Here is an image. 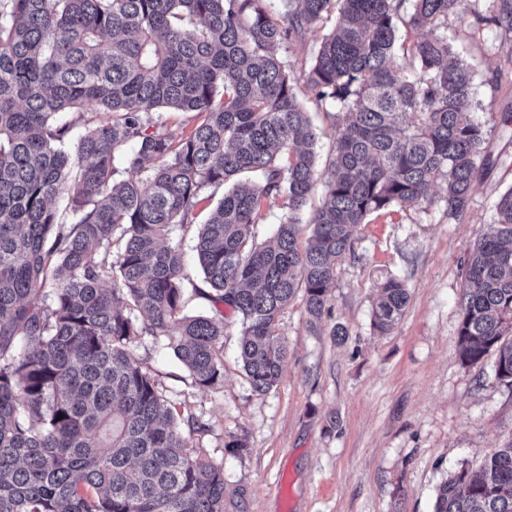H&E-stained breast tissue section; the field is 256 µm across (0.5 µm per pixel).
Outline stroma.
<instances>
[{"label":"stroma","instance_id":"stroma-1","mask_svg":"<svg viewBox=\"0 0 512 512\" xmlns=\"http://www.w3.org/2000/svg\"><path fill=\"white\" fill-rule=\"evenodd\" d=\"M493 0H464L448 39L473 65L474 96L497 164L471 192L461 220L443 207L373 215L338 265L331 314L311 331L301 300L279 317L288 355L276 387L254 392L238 359V318L224 321V381L193 385L166 339L132 351L160 392L209 430L191 442L224 468V512H283L275 486L288 482L292 512H434L449 470L512 439V388L493 358L468 368L458 346L462 262L512 186V33L491 23ZM405 281L410 302L393 331L371 326L376 285ZM347 327L337 340L334 325ZM242 439L246 448H231Z\"/></svg>","mask_w":512,"mask_h":512}]
</instances>
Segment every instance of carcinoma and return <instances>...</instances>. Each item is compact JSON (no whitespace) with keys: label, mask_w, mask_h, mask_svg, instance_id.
<instances>
[{"label":"carcinoma","mask_w":512,"mask_h":512,"mask_svg":"<svg viewBox=\"0 0 512 512\" xmlns=\"http://www.w3.org/2000/svg\"><path fill=\"white\" fill-rule=\"evenodd\" d=\"M282 2L0 0V512H224L222 464L190 444L131 351L164 337L193 385L224 381V312L183 314L172 225L196 227L206 288L193 293L240 317L239 359L263 394L288 355L278 316L299 296L322 325L359 225L437 196L460 220L495 165L473 72L445 33L462 0ZM333 12L295 78L280 50ZM402 20L423 35L400 50ZM492 21L512 32V0ZM304 90L335 109L321 171ZM162 110L196 123L160 131ZM84 112L100 119L71 146L63 115ZM207 187L224 189L210 209ZM280 200L275 243L248 244ZM463 272L461 362L493 354L512 387V187ZM378 288L385 334L410 294L395 277ZM434 512H512V439L448 473Z\"/></svg>","instance_id":"carcinoma-1"}]
</instances>
